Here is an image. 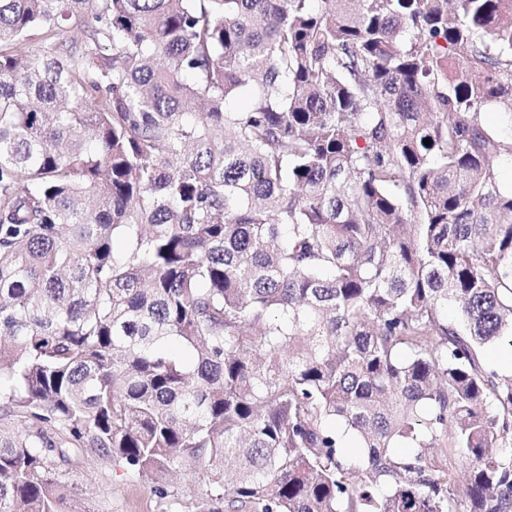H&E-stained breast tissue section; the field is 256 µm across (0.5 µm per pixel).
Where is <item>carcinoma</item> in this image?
Returning a JSON list of instances; mask_svg holds the SVG:
<instances>
[{"label":"carcinoma","instance_id":"carcinoma-1","mask_svg":"<svg viewBox=\"0 0 512 512\" xmlns=\"http://www.w3.org/2000/svg\"><path fill=\"white\" fill-rule=\"evenodd\" d=\"M492 105L512 0H0V512H512ZM60 469L71 491L63 512H74V508L81 512H191L207 489L197 473L181 471L161 498L125 463H105L94 456L61 463Z\"/></svg>","mask_w":512,"mask_h":512}]
</instances>
